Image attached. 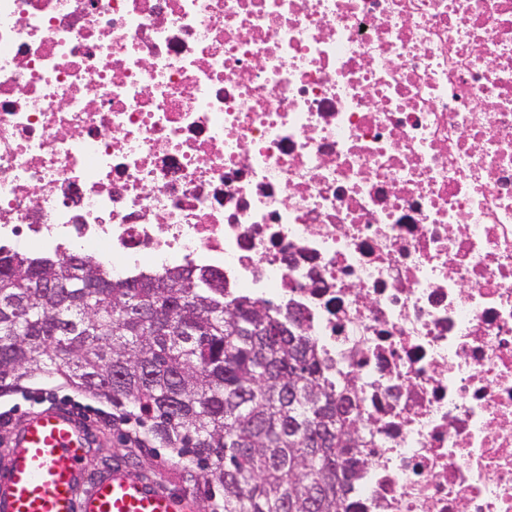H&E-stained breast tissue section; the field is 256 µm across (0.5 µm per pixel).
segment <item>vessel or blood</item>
Segmentation results:
<instances>
[{"mask_svg":"<svg viewBox=\"0 0 512 512\" xmlns=\"http://www.w3.org/2000/svg\"><path fill=\"white\" fill-rule=\"evenodd\" d=\"M91 423L56 403L22 416L0 459V512H200L190 491L147 482L115 464L89 478Z\"/></svg>","mask_w":512,"mask_h":512,"instance_id":"1","label":"vessel or blood"}]
</instances>
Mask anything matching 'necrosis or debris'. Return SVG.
<instances>
[{
	"instance_id": "obj_1",
	"label": "necrosis or debris",
	"mask_w": 512,
	"mask_h": 512,
	"mask_svg": "<svg viewBox=\"0 0 512 512\" xmlns=\"http://www.w3.org/2000/svg\"><path fill=\"white\" fill-rule=\"evenodd\" d=\"M0 252L214 273L348 394L343 512H512V0H0Z\"/></svg>"
}]
</instances>
